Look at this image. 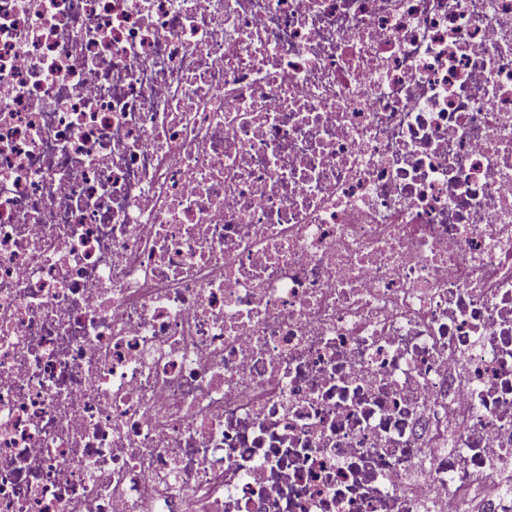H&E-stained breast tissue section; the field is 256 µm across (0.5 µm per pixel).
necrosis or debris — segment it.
Listing matches in <instances>:
<instances>
[{
	"label": "necrosis or debris",
	"instance_id": "1",
	"mask_svg": "<svg viewBox=\"0 0 512 512\" xmlns=\"http://www.w3.org/2000/svg\"><path fill=\"white\" fill-rule=\"evenodd\" d=\"M512 0H0V512H512Z\"/></svg>",
	"mask_w": 512,
	"mask_h": 512
}]
</instances>
